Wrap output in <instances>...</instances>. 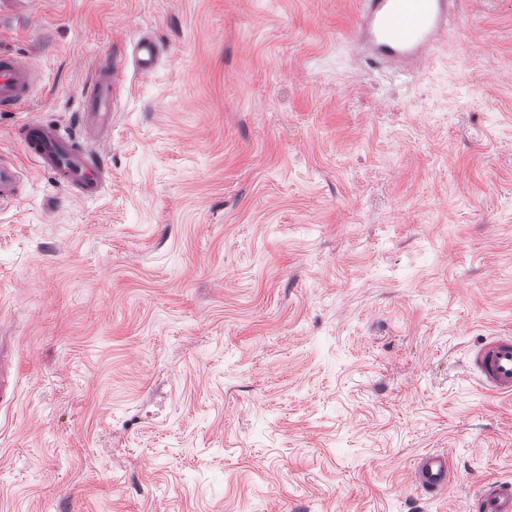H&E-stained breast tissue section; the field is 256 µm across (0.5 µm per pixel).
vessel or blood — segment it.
I'll return each instance as SVG.
<instances>
[{"label": "vessel or blood", "mask_w": 512, "mask_h": 512, "mask_svg": "<svg viewBox=\"0 0 512 512\" xmlns=\"http://www.w3.org/2000/svg\"><path fill=\"white\" fill-rule=\"evenodd\" d=\"M358 38L380 60L417 66L424 62L447 33L448 20L458 0H358ZM161 48L150 36H141L131 53L112 54L83 91L81 136L67 129L31 120L18 129L26 156L50 171L84 199L102 191L109 165L107 133L112 129V89L126 68L146 74L155 70ZM40 73L34 60L0 50V111H14L30 102ZM467 376L482 391L512 395V336H490L469 351ZM414 486L437 496L455 483L447 453L419 455L412 469ZM476 512H512V482L490 481L478 486Z\"/></svg>", "instance_id": "1"}]
</instances>
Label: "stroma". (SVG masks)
Returning a JSON list of instances; mask_svg holds the SVG:
<instances>
[{"label":"stroma","instance_id":"stroma-1","mask_svg":"<svg viewBox=\"0 0 512 512\" xmlns=\"http://www.w3.org/2000/svg\"><path fill=\"white\" fill-rule=\"evenodd\" d=\"M357 0H40L0 112V512H473L512 481V398L465 375L512 334V0H463L418 67ZM112 171L79 198L18 126L66 128L114 45ZM451 454L440 498L415 459ZM39 73L34 60L0 50V111H15L30 102Z\"/></svg>","mask_w":512,"mask_h":512}]
</instances>
